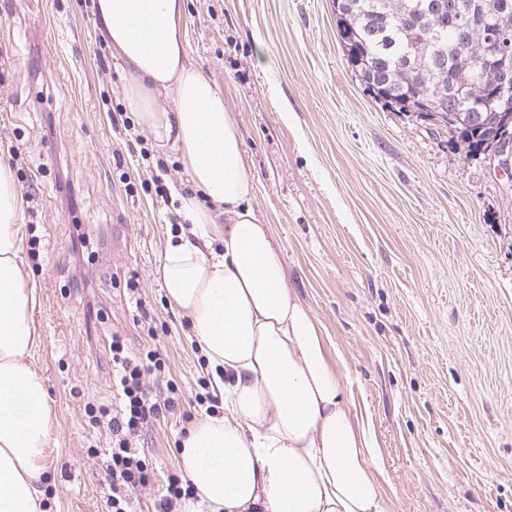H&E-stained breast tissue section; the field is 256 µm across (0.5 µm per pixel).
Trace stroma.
Listing matches in <instances>:
<instances>
[{
	"label": "stroma",
	"mask_w": 512,
	"mask_h": 512,
	"mask_svg": "<svg viewBox=\"0 0 512 512\" xmlns=\"http://www.w3.org/2000/svg\"><path fill=\"white\" fill-rule=\"evenodd\" d=\"M185 21L243 140L253 211L373 428L388 512H512V180L373 99L332 0H185ZM123 84L91 0H0V164L29 192L50 512L111 510L112 435L94 415L118 404L113 337L159 350L155 391L179 400L134 441L148 465L134 512L168 497L183 428L224 412L158 273L180 219L155 187L184 183L182 162Z\"/></svg>",
	"instance_id": "obj_1"
}]
</instances>
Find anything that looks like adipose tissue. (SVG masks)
Here are the masks:
<instances>
[{
    "label": "adipose tissue",
    "mask_w": 512,
    "mask_h": 512,
    "mask_svg": "<svg viewBox=\"0 0 512 512\" xmlns=\"http://www.w3.org/2000/svg\"><path fill=\"white\" fill-rule=\"evenodd\" d=\"M92 7L126 68L129 109L179 154L192 186L174 193L184 227L169 235L158 272L224 413L194 420L180 437L179 463L197 494L187 512H386L375 437L249 205L255 181L223 93L189 57L184 0ZM22 233V197L0 165V512H47L52 410L37 367L43 339Z\"/></svg>",
    "instance_id": "adipose-tissue-1"
}]
</instances>
